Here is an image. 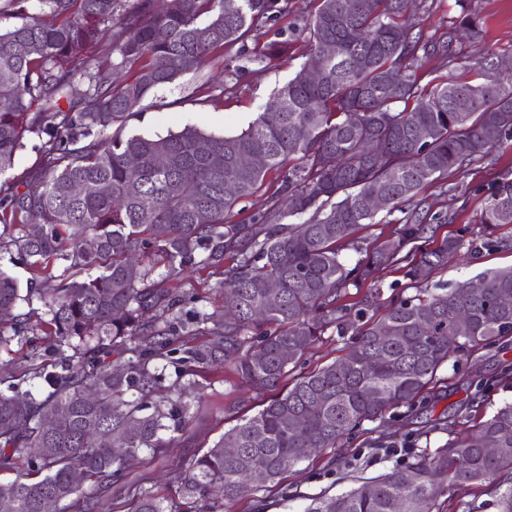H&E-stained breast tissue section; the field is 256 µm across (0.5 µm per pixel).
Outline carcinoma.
Listing matches in <instances>:
<instances>
[{"instance_id": "1", "label": "carcinoma", "mask_w": 512, "mask_h": 512, "mask_svg": "<svg viewBox=\"0 0 512 512\" xmlns=\"http://www.w3.org/2000/svg\"><path fill=\"white\" fill-rule=\"evenodd\" d=\"M29 2L0 6V21L15 20L0 27V45L10 46L0 53V177L27 135L47 140L32 186L22 192L0 180V223H37L40 231L0 234V251L31 271L24 290L0 271V308L41 303L58 358L48 367L27 355L8 384L13 395H0V474L12 476L0 481V512H41L46 496L63 512H98L109 491L128 499L131 512H172L128 485L115 449L158 456L186 433L187 396L204 389L194 379L201 369L241 380L261 404L191 459L179 475L182 494L199 512H214L217 495L227 504L254 499L363 423L422 403L456 354L512 336V305L501 303L512 295V267L484 276L477 293L469 282L424 287L465 245L476 253L507 246L448 235L423 248L440 216L416 196L512 139V74L495 71L493 59L480 63L482 82L433 77L431 63H456L458 28L480 34L467 0H456L459 16L438 35L413 21L429 12L428 0H308L306 60L275 91V108L235 134L186 125L154 137L124 132L153 89L288 18L293 0H231L230 9L226 0H38L37 11ZM327 42L336 57L309 83L305 69ZM350 112L359 114L353 124ZM244 153L265 162L240 167ZM272 173L266 209L234 211ZM76 184L87 191L73 193ZM372 191L386 194L387 215L402 217L363 245L353 234L375 223L365 205ZM480 223L512 225V171L485 199ZM350 248L362 254L352 267L342 257ZM146 255L162 258L166 271L156 273ZM59 259L84 275L55 272ZM189 265L236 299V320L183 291ZM389 268L415 293L369 318ZM188 303L199 307L185 319ZM461 312L469 328L450 347ZM329 330L347 339L345 354L296 373ZM199 336L208 340L194 343ZM177 352L188 369L168 384L165 362ZM87 388L95 401H85ZM46 419L56 420L50 433ZM31 448L47 452L33 457ZM252 469L265 472L263 485L248 480ZM446 486L488 491L497 512H512V403L403 468L313 500L306 512H391L396 499L401 512H442Z\"/></svg>"}]
</instances>
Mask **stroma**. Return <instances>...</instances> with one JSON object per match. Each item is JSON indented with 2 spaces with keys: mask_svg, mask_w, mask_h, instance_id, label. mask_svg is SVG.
I'll return each instance as SVG.
<instances>
[{
  "mask_svg": "<svg viewBox=\"0 0 512 512\" xmlns=\"http://www.w3.org/2000/svg\"><path fill=\"white\" fill-rule=\"evenodd\" d=\"M481 22L478 41L464 42L458 64L448 77L477 79L476 62L483 51L512 60V0H468ZM287 40L288 54L259 63L254 61L258 46ZM305 35L291 31L287 21L269 24L243 42L215 52L205 67L180 76L175 82L151 92L140 111L126 125L127 131L146 136L164 135L194 125L208 133L238 132L247 128L268 103L273 90L283 84L304 61ZM236 72L231 92L214 102H202L205 82L221 85L228 72ZM512 170V141L497 147L480 165L449 174L445 183L435 184L425 194L433 211L454 213V223L442 226L441 234L468 229L470 236L486 235L479 213L488 189L500 175ZM512 266V249L485 252L478 258L466 253L449 258L448 267L436 274L440 283L456 284L485 272ZM28 313L32 333L0 345V376L20 373L25 357L38 350L45 363H54L57 342L45 325L41 305L19 304ZM512 364V339L503 344L460 355L455 364L444 365L441 380L430 390L424 403L414 409L400 408L382 420L367 422L339 444L320 456L299 463L281 477L278 486L259 493L257 500L232 505L231 512H306L315 497L348 490L355 477H373L408 461L412 451H435L448 439L438 429L440 420L455 421L466 428L473 419L489 417L496 408L512 402V379H503L504 364ZM238 381H217L205 388L206 403L191 407L190 430L174 441L164 458L155 460L141 454L126 464L129 483L146 487L173 505L175 512H194L195 505L183 496L178 476L192 456L218 440L230 426L223 407L238 396Z\"/></svg>",
  "mask_w": 512,
  "mask_h": 512,
  "instance_id": "obj_1",
  "label": "stroma"
}]
</instances>
